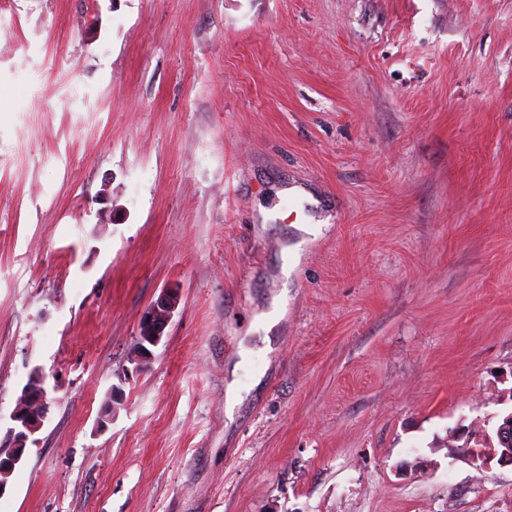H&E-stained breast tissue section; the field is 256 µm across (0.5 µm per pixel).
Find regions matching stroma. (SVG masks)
I'll list each match as a JSON object with an SVG mask.
<instances>
[{
    "label": "stroma",
    "instance_id": "stroma-1",
    "mask_svg": "<svg viewBox=\"0 0 512 512\" xmlns=\"http://www.w3.org/2000/svg\"><path fill=\"white\" fill-rule=\"evenodd\" d=\"M36 371L0 512H512V0H7L0 450ZM178 305V295L173 290H166L148 309L140 325L137 345V360L149 359L152 352L149 346H157ZM34 379L24 389L11 415L13 426L9 429L8 436L10 448L13 449L7 455V459L3 460V465L11 471L15 469L23 455L18 448H26L31 437L41 429L45 418L47 392L46 389H39L40 379L36 377ZM459 436H465V443L461 448H451L453 454L466 458L472 464L481 463V466L495 458L500 465L512 466V412L504 416L496 426V446L493 438L483 430L467 428L458 433Z\"/></svg>",
    "mask_w": 512,
    "mask_h": 512
}]
</instances>
